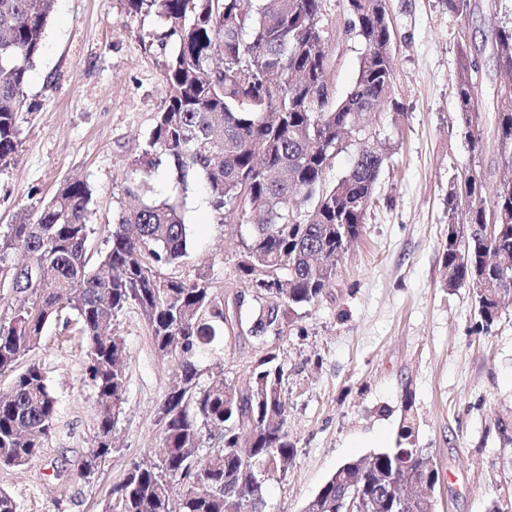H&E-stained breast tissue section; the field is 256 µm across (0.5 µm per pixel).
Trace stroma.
Listing matches in <instances>:
<instances>
[{"label":"stroma","instance_id":"35a3bbf8","mask_svg":"<svg viewBox=\"0 0 512 512\" xmlns=\"http://www.w3.org/2000/svg\"><path fill=\"white\" fill-rule=\"evenodd\" d=\"M470 14L449 13L443 0H388L394 30L395 96L404 116L376 114L374 130L391 150L362 234L340 260L323 297L301 309L304 335L288 331L255 340L221 337L197 360L198 382L239 380L268 353L288 372L284 397L297 448L284 476L266 486V512H302L344 462L371 456L396 437L405 414L414 447L436 464L440 512H512V299L483 329L471 288H447L441 255L448 240V184L470 167L489 185L503 167L491 131L494 97L507 81L490 45L512 26V0H472ZM332 36L336 92L355 80L360 44L344 32L342 0H323ZM155 14H127L124 0H56L44 50L30 73L19 112L18 163L0 173V226L35 215L64 181L92 191L89 256L109 238L125 189L144 184L148 200L182 204L188 254L163 276L206 272L218 294L244 290L235 269L246 226L218 220L201 185L176 187L166 167L133 173L132 162L163 107L162 53ZM475 50L486 148L473 157L456 122L457 45ZM127 347L126 390L113 447L90 477L76 475L98 431L97 396L88 350L74 311L63 310L29 360L45 369L57 419L40 454L26 466H0V489L18 512H119L116 488L133 464L162 447L160 407L177 366L160 356L136 305L112 324Z\"/></svg>","mask_w":512,"mask_h":512}]
</instances>
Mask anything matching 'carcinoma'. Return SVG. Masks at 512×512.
<instances>
[{
	"mask_svg": "<svg viewBox=\"0 0 512 512\" xmlns=\"http://www.w3.org/2000/svg\"><path fill=\"white\" fill-rule=\"evenodd\" d=\"M127 12H153L160 44L164 107L135 169H169L185 188L199 181L208 205L250 226L236 272L248 288L261 289L242 306L254 309L248 332L280 336L297 326L293 316L321 298L348 245L362 231L379 172L386 159L375 144L372 114L404 115L394 96L392 32L383 0H343L346 32L362 45L357 76L339 94L330 85L329 32L321 24L322 0H124ZM55 0H0V172L15 166L20 146L18 113L30 71L39 59ZM499 69L512 73V27L493 45ZM455 97L459 127L479 156L484 133L472 128L480 111L478 66L466 43L458 44ZM495 132L502 163L512 168V85L496 101ZM355 143L357 156L337 181L325 171ZM106 248L87 258L92 193L83 181H66L37 201L36 219L0 229V288L12 287L14 269L4 263L19 252L33 269L22 302L0 318V376L12 377L0 398V465L28 464L54 430L57 400L43 367L21 360L38 345L63 307L77 313L89 346L87 376L98 400L95 443L78 464L88 477L112 451L126 389V344L112 322L130 304L149 321L155 346L178 366L177 382L161 408L163 448L150 464L136 463L117 487L122 512H234L238 485L251 483L247 512H265V484L256 470L272 460L289 463L296 446L288 430L284 367L269 353L248 378L198 383L196 357L235 325L224 299L203 273L193 280L164 279L161 268L187 253L181 205L146 202L126 189ZM448 244L443 265L448 287L472 288L482 326L498 319L500 304L488 290L512 288V179L492 195L480 168L448 185ZM496 216L489 240L475 231ZM217 448L202 456V428ZM349 476L370 469L371 492L387 478L411 470L436 482L439 471L425 452L394 447L353 461ZM208 481L174 501L168 485ZM344 485L327 481L312 512H336ZM381 512H422L413 494L380 500Z\"/></svg>",
	"mask_w": 512,
	"mask_h": 512,
	"instance_id": "cac0c4a2",
	"label": "carcinoma"
}]
</instances>
